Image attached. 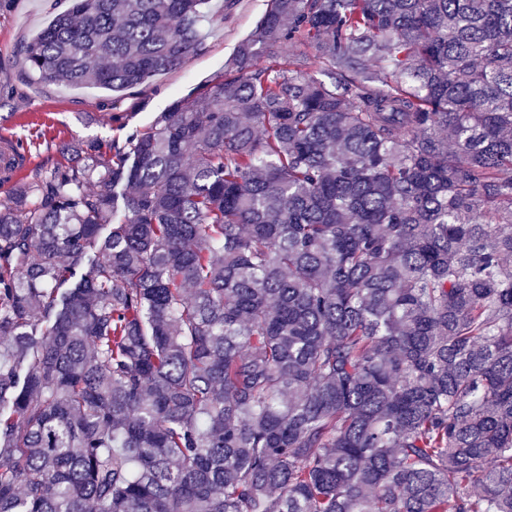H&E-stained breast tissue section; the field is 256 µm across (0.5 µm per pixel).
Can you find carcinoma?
<instances>
[{
	"mask_svg": "<svg viewBox=\"0 0 512 512\" xmlns=\"http://www.w3.org/2000/svg\"><path fill=\"white\" fill-rule=\"evenodd\" d=\"M208 13L72 0L24 65L123 92ZM74 151L0 204V512H512V0H271Z\"/></svg>",
	"mask_w": 512,
	"mask_h": 512,
	"instance_id": "carcinoma-1",
	"label": "carcinoma"
}]
</instances>
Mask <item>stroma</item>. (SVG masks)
Here are the masks:
<instances>
[{"instance_id": "stroma-1", "label": "stroma", "mask_w": 512, "mask_h": 512, "mask_svg": "<svg viewBox=\"0 0 512 512\" xmlns=\"http://www.w3.org/2000/svg\"><path fill=\"white\" fill-rule=\"evenodd\" d=\"M69 6L70 0H12L0 12V141L24 142L33 173L74 163L70 147L79 139L124 144L174 99L201 92L255 30L270 0H212L202 50L181 68L122 93L59 84L25 71V44Z\"/></svg>"}]
</instances>
